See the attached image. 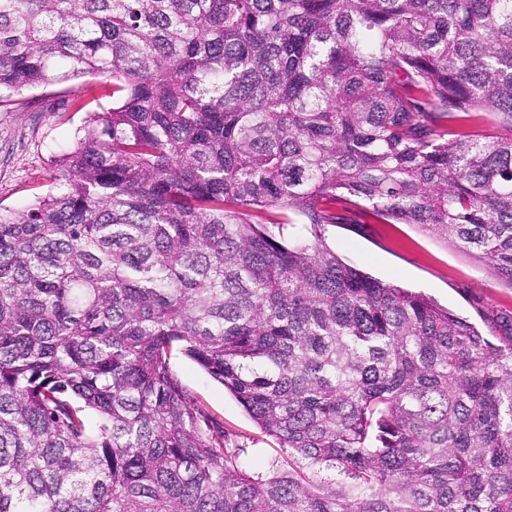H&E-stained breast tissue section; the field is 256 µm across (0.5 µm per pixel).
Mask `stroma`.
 Listing matches in <instances>:
<instances>
[{"mask_svg":"<svg viewBox=\"0 0 512 512\" xmlns=\"http://www.w3.org/2000/svg\"><path fill=\"white\" fill-rule=\"evenodd\" d=\"M112 82L100 75L10 92L0 98V211L21 212L51 190L63 153L91 113L112 105ZM90 99L77 109L76 97ZM326 241L348 264L372 276L423 292L466 317L482 332L491 321L512 317V285L501 281L469 252L436 239L412 224H339ZM173 369L183 385L224 421V445L242 449L248 472H262L278 457V443L264 433L223 386L195 363L177 357Z\"/></svg>","mask_w":512,"mask_h":512,"instance_id":"1","label":"stroma"}]
</instances>
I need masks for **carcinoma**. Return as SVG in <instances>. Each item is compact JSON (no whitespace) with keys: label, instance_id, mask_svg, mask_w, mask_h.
I'll list each match as a JSON object with an SVG mask.
<instances>
[{"label":"carcinoma","instance_id":"1","mask_svg":"<svg viewBox=\"0 0 512 512\" xmlns=\"http://www.w3.org/2000/svg\"><path fill=\"white\" fill-rule=\"evenodd\" d=\"M87 74L112 108L0 213V512H512V334L323 234L415 224L512 285V0H0V90ZM173 369L183 385L214 415L224 419V447L246 448L240 458L248 472H263L280 454L279 444L264 433L219 383L210 379L195 363L176 357Z\"/></svg>","mask_w":512,"mask_h":512}]
</instances>
